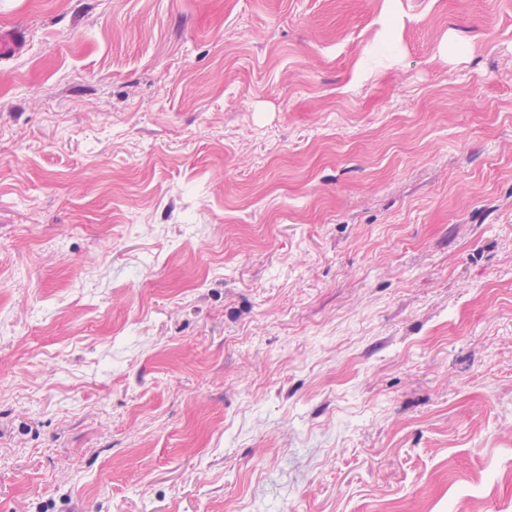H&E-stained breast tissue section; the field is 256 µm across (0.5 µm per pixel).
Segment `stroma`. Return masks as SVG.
<instances>
[{"label":"stroma","instance_id":"obj_1","mask_svg":"<svg viewBox=\"0 0 512 512\" xmlns=\"http://www.w3.org/2000/svg\"><path fill=\"white\" fill-rule=\"evenodd\" d=\"M0 512H512V0H0Z\"/></svg>","mask_w":512,"mask_h":512}]
</instances>
